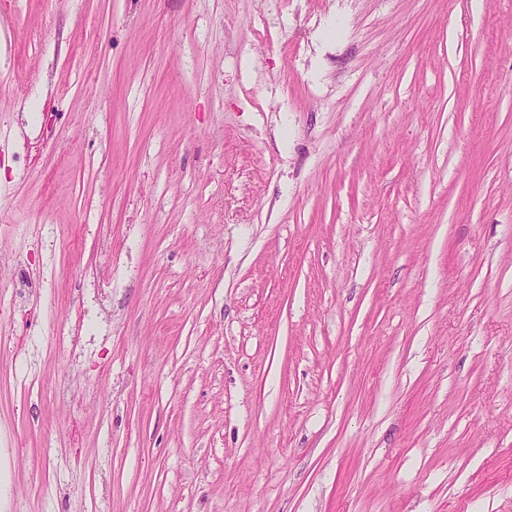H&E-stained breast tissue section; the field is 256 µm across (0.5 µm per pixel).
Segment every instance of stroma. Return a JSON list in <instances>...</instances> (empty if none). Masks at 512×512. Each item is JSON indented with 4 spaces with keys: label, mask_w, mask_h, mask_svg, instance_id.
Segmentation results:
<instances>
[{
    "label": "stroma",
    "mask_w": 512,
    "mask_h": 512,
    "mask_svg": "<svg viewBox=\"0 0 512 512\" xmlns=\"http://www.w3.org/2000/svg\"><path fill=\"white\" fill-rule=\"evenodd\" d=\"M1 257L0 512H512V0H0Z\"/></svg>",
    "instance_id": "1"
}]
</instances>
